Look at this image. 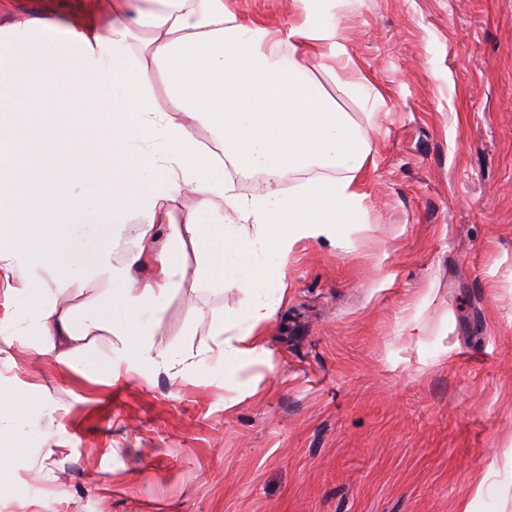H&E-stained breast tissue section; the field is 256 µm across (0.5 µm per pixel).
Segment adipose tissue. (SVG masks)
Listing matches in <instances>:
<instances>
[{"label": "adipose tissue", "mask_w": 512, "mask_h": 512, "mask_svg": "<svg viewBox=\"0 0 512 512\" xmlns=\"http://www.w3.org/2000/svg\"><path fill=\"white\" fill-rule=\"evenodd\" d=\"M294 2L304 22L274 32L242 23L224 0H108L102 19L13 25L0 51V283L21 303L14 333L28 349L78 367L88 338L103 336L112 365L191 372L192 355L164 347L142 320L144 309L165 311L190 263L195 284L249 298L212 325L206 357L228 378L267 362L286 261L301 240L362 223L371 152L305 65L314 55L332 74L344 62L335 24L314 0ZM154 70L169 110L156 102ZM201 122L215 148L201 147ZM228 164L264 174L273 190L240 197ZM294 175L290 192L278 190ZM186 191L193 201L176 212ZM220 203L228 213L215 224ZM82 219L97 243L76 232ZM36 405L29 391L0 390V481Z\"/></svg>", "instance_id": "adipose-tissue-1"}]
</instances>
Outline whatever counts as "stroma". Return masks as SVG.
I'll return each instance as SVG.
<instances>
[{
    "mask_svg": "<svg viewBox=\"0 0 512 512\" xmlns=\"http://www.w3.org/2000/svg\"><path fill=\"white\" fill-rule=\"evenodd\" d=\"M301 24L291 0H224ZM385 104L313 78L371 147L365 221L300 241L269 365L237 384L84 368L0 328V389L38 385L0 512H512V0H318ZM105 0H0V28ZM237 289L185 275L164 344L199 354ZM256 392L241 398L243 388Z\"/></svg>",
    "mask_w": 512,
    "mask_h": 512,
    "instance_id": "stroma-1",
    "label": "stroma"
}]
</instances>
